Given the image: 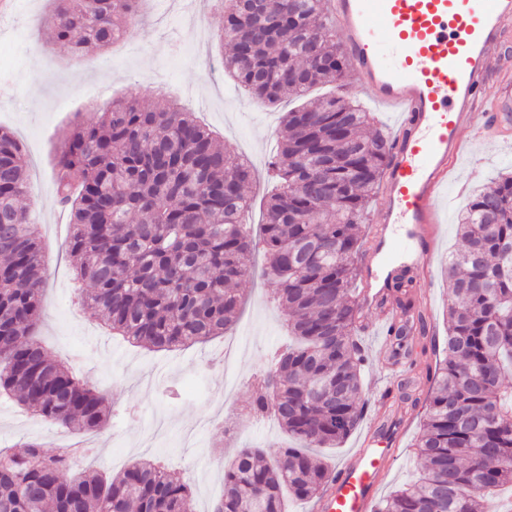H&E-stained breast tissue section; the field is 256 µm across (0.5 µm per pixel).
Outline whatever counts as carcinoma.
Instances as JSON below:
<instances>
[{
    "instance_id": "cac0c4a2",
    "label": "carcinoma",
    "mask_w": 512,
    "mask_h": 512,
    "mask_svg": "<svg viewBox=\"0 0 512 512\" xmlns=\"http://www.w3.org/2000/svg\"><path fill=\"white\" fill-rule=\"evenodd\" d=\"M49 23L71 56L122 38L143 0H52ZM226 73L274 104L336 84L350 69L322 0H222ZM285 135L268 167L260 241L272 298L296 344L272 351L252 383L247 414L273 415L299 447L241 448L224 467L212 512H285L283 495L307 500L329 469L314 448H334L359 426L366 352L356 261L361 224L392 149L366 136L370 113L341 94L284 113ZM27 158L0 127V395L41 418L83 432L104 428L105 395L52 358L35 330L45 256L20 205ZM56 193L72 213L69 253L80 293L112 332L147 349L174 350L219 336L236 320L234 281L251 272L255 239L242 223L254 170L171 103L146 108L128 95L97 120H76L55 153ZM465 248L449 262L448 339L430 374L429 407L415 448L416 478L374 512H512L497 491L512 486V172L476 194L457 228ZM400 275L394 358L414 364L407 341L425 316ZM0 512H196L191 489L160 462L136 460L114 477L74 475L65 450L38 442L0 451Z\"/></svg>"
}]
</instances>
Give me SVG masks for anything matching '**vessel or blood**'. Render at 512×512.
Returning a JSON list of instances; mask_svg holds the SVG:
<instances>
[{"label": "vessel or blood", "mask_w": 512, "mask_h": 512, "mask_svg": "<svg viewBox=\"0 0 512 512\" xmlns=\"http://www.w3.org/2000/svg\"><path fill=\"white\" fill-rule=\"evenodd\" d=\"M329 11L361 90L397 115L361 294L389 328L398 315L386 271L403 265L418 282L427 280L441 191L462 153L464 130L512 135V70L501 51L512 37V0H329ZM490 82L495 91L488 97ZM402 432L396 419L385 430L371 429L330 476L315 512H372Z\"/></svg>", "instance_id": "obj_1"}]
</instances>
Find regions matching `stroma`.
<instances>
[{
	"label": "stroma",
	"instance_id": "obj_1",
	"mask_svg": "<svg viewBox=\"0 0 512 512\" xmlns=\"http://www.w3.org/2000/svg\"><path fill=\"white\" fill-rule=\"evenodd\" d=\"M49 12V0H18L14 15L0 20V126L21 140L29 161L23 205L29 222L40 227L46 257L38 335L55 359L72 365L106 394L112 417L102 431L79 432L44 422L1 396L0 448L17 452L31 440L49 451L83 448L87 454L82 466L110 476L133 460L156 458L190 485L197 512H209L223 491L224 465L244 442L220 441L202 419L208 415L219 423L223 408L242 411L268 353L286 341L284 313L269 300L274 284L258 274L239 283L240 314L226 336L176 351L147 350L125 342L77 299L68 253L69 214L55 193V150L67 125L76 118L94 120L99 105L129 94L149 104L176 100L225 143L253 156L255 200L246 221L257 225L272 188L266 166L278 151L280 117L297 100L285 94L271 106L228 77L219 47L223 20L210 0H192L184 15L169 11L166 0H146L124 40L81 60L53 41ZM464 140L465 155L442 194L431 279L423 292L412 296L442 342L448 338V259L462 248L457 214L474 192L490 186L512 161V139H483L468 132ZM364 320L359 340L369 359L362 373L367 420L340 447L322 449L321 455L329 469H337L359 445L368 420L405 418L398 455L379 487L383 497L420 470L413 444L427 412L426 367L435 358L421 356L409 375L416 404L400 403L398 391L390 387L393 365L377 329L379 316L368 313ZM244 334L250 342L232 361L239 385L228 395L223 372L207 369L206 364Z\"/></svg>",
	"mask_w": 512,
	"mask_h": 512
}]
</instances>
